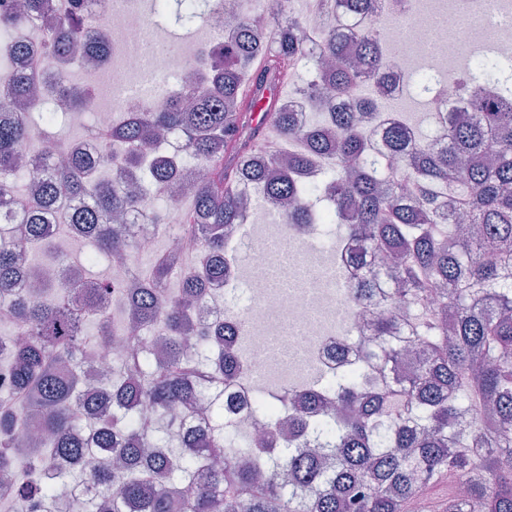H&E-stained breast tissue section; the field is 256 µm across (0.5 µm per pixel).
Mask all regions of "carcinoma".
I'll return each mask as SVG.
<instances>
[{
    "instance_id": "cac0c4a2",
    "label": "carcinoma",
    "mask_w": 512,
    "mask_h": 512,
    "mask_svg": "<svg viewBox=\"0 0 512 512\" xmlns=\"http://www.w3.org/2000/svg\"><path fill=\"white\" fill-rule=\"evenodd\" d=\"M79 2L57 8L44 45L56 91L72 108L85 93L69 77L71 56L80 49L105 59L87 44ZM289 2L267 0L263 12L234 19L186 84L190 107L126 112L83 128L82 137L102 145L97 157L50 135L58 112L0 113V205L15 197L23 209L13 225L0 212V226L15 235L0 244V281L20 283L33 272L35 253L51 247V221L79 225L92 245L77 260L85 272L79 303L45 280L46 298L0 306L13 336L23 337H0V362L12 377L9 397L0 398V476L25 512H61L62 481L84 512H407L411 498L445 480L437 512H512V89L500 85L498 63L483 58L476 72L494 93L470 100L472 121L447 113L448 148L436 150L398 115L386 130L393 152L380 175L388 157L374 147L370 104L336 110L361 75L373 78L368 97L387 81V51L373 36L349 47L336 33L338 8L371 15L374 0H314L325 21L319 52L335 65H314L302 84L289 79L307 57ZM44 8V0H24L21 10L0 11V33ZM26 54L22 44L4 46L0 69L13 71L15 95L33 99L16 69ZM290 97L313 104L305 124L284 110ZM158 130L179 132L205 170L178 195L170 193L178 155L148 161L141 152ZM48 135L66 156L53 168L39 157ZM320 162L323 182L308 195L302 176ZM247 183L264 200L291 204L288 224L315 223L326 201L351 237L395 256L387 275L396 288L373 313L376 335L364 347L394 362L407 361L410 346L422 356L404 385L317 379L315 414L304 420L287 403L289 389L260 398V441L224 429V382L244 377L232 331L219 323L214 337L190 335L210 281L236 275L224 262V232L242 223ZM152 191L184 210L180 237L192 264L178 274L163 250L123 270L127 290L92 274L100 259L131 251L114 220L146 207ZM113 297L120 321L131 314L149 331L160 327L163 346L153 357L129 342L99 388L82 374L98 341L84 326L95 319L99 336L114 335L103 312ZM176 405L179 419L169 414Z\"/></svg>"
}]
</instances>
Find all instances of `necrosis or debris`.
<instances>
[{"label": "necrosis or debris", "mask_w": 512, "mask_h": 512, "mask_svg": "<svg viewBox=\"0 0 512 512\" xmlns=\"http://www.w3.org/2000/svg\"><path fill=\"white\" fill-rule=\"evenodd\" d=\"M239 0H191L185 20L195 30L192 42L178 55L162 57L154 52L160 26L144 13L141 0H85L82 16L90 45L105 49L101 65L103 91H92L85 107L73 109L70 123L85 126L87 119L108 124L116 112H135L143 104L164 108L172 90L160 82L200 68L217 40V16H233ZM386 22L378 29L380 42L394 48L387 64L392 87L376 103V131L398 115V106L412 96L411 80L425 74L438 89L435 109L463 112L458 74L468 71L473 56L504 57L512 62V0H378ZM51 19H36L18 30V38L32 45L31 57L22 69L36 74L50 98L55 75L41 64L39 55L50 35ZM277 206L264 203L247 211L245 224L256 235L242 281L252 295L247 312L227 311L222 299L228 288L219 282L210 287L211 298L198 306L196 329L208 332L218 322H238L247 342L244 368L248 382L226 388L235 399L225 408V425L253 431L254 404L260 383L304 390L318 376L351 377L367 369L384 383L395 384L400 368L384 359L361 360L354 338L374 334L367 305L357 301L355 285L345 263L350 240L316 250L310 242L320 225L332 224L336 214L320 213L317 223L274 224Z\"/></svg>", "instance_id": "obj_1"}]
</instances>
